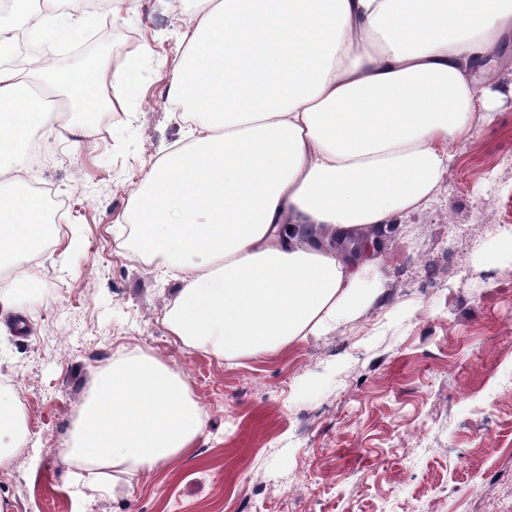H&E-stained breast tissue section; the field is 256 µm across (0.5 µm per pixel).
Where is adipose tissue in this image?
Segmentation results:
<instances>
[{"label": "adipose tissue", "mask_w": 512, "mask_h": 512, "mask_svg": "<svg viewBox=\"0 0 512 512\" xmlns=\"http://www.w3.org/2000/svg\"><path fill=\"white\" fill-rule=\"evenodd\" d=\"M0 6V55L16 32L78 39L95 18L63 0ZM170 101L191 140L132 191L126 223L161 274L181 273L166 329L233 359L328 332L373 301L359 264L379 229L427 207L454 146L484 126L512 83L483 82L512 0H189ZM94 60L41 81L0 65V163L27 168L33 134L88 112ZM43 207L0 197V263L43 249ZM201 410L186 379L120 354L100 375L61 454L136 475L191 448Z\"/></svg>", "instance_id": "obj_1"}]
</instances>
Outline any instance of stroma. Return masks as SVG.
<instances>
[{
	"mask_svg": "<svg viewBox=\"0 0 512 512\" xmlns=\"http://www.w3.org/2000/svg\"><path fill=\"white\" fill-rule=\"evenodd\" d=\"M182 29L168 0H139L112 19L105 53L86 37L41 47L55 70L96 57L107 98L115 71L141 65L130 104L93 113L91 134H44L41 178L68 223L0 304V388L29 424L0 431V512H512V99L456 147L435 200L368 243L370 305L225 360L167 333L179 277L126 238L136 183L186 141L167 98ZM120 351L182 372L204 427L180 458L134 478L104 469L103 490L82 496L83 464L58 453Z\"/></svg>",
	"mask_w": 512,
	"mask_h": 512,
	"instance_id": "stroma-1",
	"label": "stroma"
}]
</instances>
